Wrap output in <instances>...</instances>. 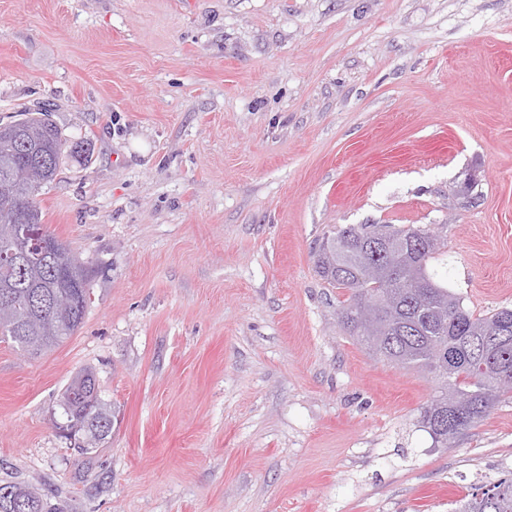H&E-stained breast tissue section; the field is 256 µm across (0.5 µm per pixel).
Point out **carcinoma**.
<instances>
[{"mask_svg": "<svg viewBox=\"0 0 512 512\" xmlns=\"http://www.w3.org/2000/svg\"><path fill=\"white\" fill-rule=\"evenodd\" d=\"M11 141L0 144V225L20 224L25 216L42 225V212L36 201L38 189L29 186L34 160L43 162L42 184L57 176L67 153L68 139L56 125L47 126L33 112L7 123ZM430 230L420 227H393L389 224H349L325 236L314 248L317 274L329 285L341 289L347 298L338 310V322L350 336L366 345L377 359L402 368L434 374L438 390L420 408L419 423L428 429L437 445L459 436L451 430L448 414L456 402L466 401V425L470 428L507 393H512V338L501 343L494 364L508 372L507 383L498 386L480 366L474 348L476 330L512 329V309L503 308L485 315H474L463 300L448 288V278L435 269L444 243L411 250L412 239L423 242ZM391 236L398 244L387 271L368 279L365 269L373 253L365 242ZM57 252L49 262L35 267L16 264L0 267V297L12 298L13 308L0 306V339L8 340L30 354L60 345L84 322L90 290L69 292L77 295L75 306L64 313L56 310L55 300L64 292V283L55 273ZM365 295L381 301L377 321L383 326L374 338L361 333L356 308ZM451 349L452 360L440 362L432 350ZM88 451L107 437L91 426L82 431ZM0 512H62L52 509L38 489L15 483L0 485ZM453 512H512V480H499L481 492L456 502Z\"/></svg>", "mask_w": 512, "mask_h": 512, "instance_id": "cac0c4a2", "label": "carcinoma"}]
</instances>
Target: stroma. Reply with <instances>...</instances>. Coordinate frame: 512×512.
I'll return each mask as SVG.
<instances>
[{
  "mask_svg": "<svg viewBox=\"0 0 512 512\" xmlns=\"http://www.w3.org/2000/svg\"><path fill=\"white\" fill-rule=\"evenodd\" d=\"M43 105L79 150L37 199L91 302L45 354L0 340V483L65 512H452L512 478V398L434 446L430 375L344 334L312 257L426 227L470 311L512 308V0H0V122ZM86 370L114 419L84 454L54 422Z\"/></svg>",
  "mask_w": 512,
  "mask_h": 512,
  "instance_id": "obj_1",
  "label": "stroma"
}]
</instances>
